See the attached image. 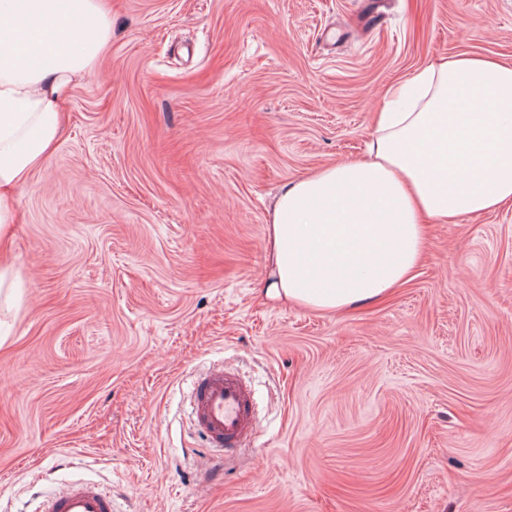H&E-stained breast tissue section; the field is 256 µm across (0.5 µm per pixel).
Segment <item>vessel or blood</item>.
I'll list each match as a JSON object with an SVG mask.
<instances>
[{
  "mask_svg": "<svg viewBox=\"0 0 512 512\" xmlns=\"http://www.w3.org/2000/svg\"><path fill=\"white\" fill-rule=\"evenodd\" d=\"M253 394L238 373L215 367L197 378L191 389L192 422L205 447L239 448L253 433ZM38 512H121L111 495L75 483L43 500Z\"/></svg>",
  "mask_w": 512,
  "mask_h": 512,
  "instance_id": "b4317fda",
  "label": "vessel or blood"
}]
</instances>
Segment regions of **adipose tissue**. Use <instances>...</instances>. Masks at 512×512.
I'll return each mask as SVG.
<instances>
[{"mask_svg":"<svg viewBox=\"0 0 512 512\" xmlns=\"http://www.w3.org/2000/svg\"><path fill=\"white\" fill-rule=\"evenodd\" d=\"M110 0H0V248L54 152L60 105L112 42ZM512 205V64L461 53L389 85L367 157L299 178L266 226V293L320 313L410 280L431 224Z\"/></svg>","mask_w":512,"mask_h":512,"instance_id":"adipose-tissue-1","label":"adipose tissue"}]
</instances>
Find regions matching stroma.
<instances>
[{
    "instance_id": "1",
    "label": "stroma",
    "mask_w": 512,
    "mask_h": 512,
    "mask_svg": "<svg viewBox=\"0 0 512 512\" xmlns=\"http://www.w3.org/2000/svg\"><path fill=\"white\" fill-rule=\"evenodd\" d=\"M464 51L512 62V0H112L20 195L0 512L77 480L124 512H512V206L431 225L379 305L264 294L278 195ZM215 363L252 384L256 430L209 461L186 398Z\"/></svg>"
}]
</instances>
